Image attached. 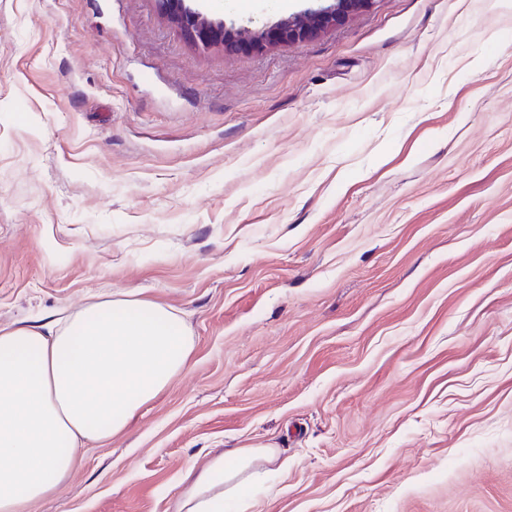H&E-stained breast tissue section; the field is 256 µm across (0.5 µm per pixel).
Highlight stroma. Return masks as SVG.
Returning a JSON list of instances; mask_svg holds the SVG:
<instances>
[{"label":"stroma","instance_id":"stroma-1","mask_svg":"<svg viewBox=\"0 0 512 512\" xmlns=\"http://www.w3.org/2000/svg\"><path fill=\"white\" fill-rule=\"evenodd\" d=\"M374 0L203 49L158 0H0V326L97 295L186 371L32 512H170L270 444L250 512H512V8ZM193 6L260 30L308 8Z\"/></svg>","mask_w":512,"mask_h":512}]
</instances>
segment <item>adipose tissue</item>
I'll return each instance as SVG.
<instances>
[{
    "mask_svg": "<svg viewBox=\"0 0 512 512\" xmlns=\"http://www.w3.org/2000/svg\"><path fill=\"white\" fill-rule=\"evenodd\" d=\"M193 341L172 309L105 297L62 321L0 328V512H31L70 478L85 448L111 439L187 368ZM267 445L188 469L175 512L245 503Z\"/></svg>",
    "mask_w": 512,
    "mask_h": 512,
    "instance_id": "adipose-tissue-1",
    "label": "adipose tissue"
}]
</instances>
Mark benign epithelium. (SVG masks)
Instances as JSON below:
<instances>
[{
    "label": "benign epithelium",
    "instance_id": "benign-epithelium-1",
    "mask_svg": "<svg viewBox=\"0 0 512 512\" xmlns=\"http://www.w3.org/2000/svg\"><path fill=\"white\" fill-rule=\"evenodd\" d=\"M374 0H331L323 8H309L303 13L257 32L245 28L235 31L222 22H213L202 12L186 4V0H160L167 16L191 42L201 47L225 44L264 50L281 42H300L344 23L349 17L369 8Z\"/></svg>",
    "mask_w": 512,
    "mask_h": 512
}]
</instances>
